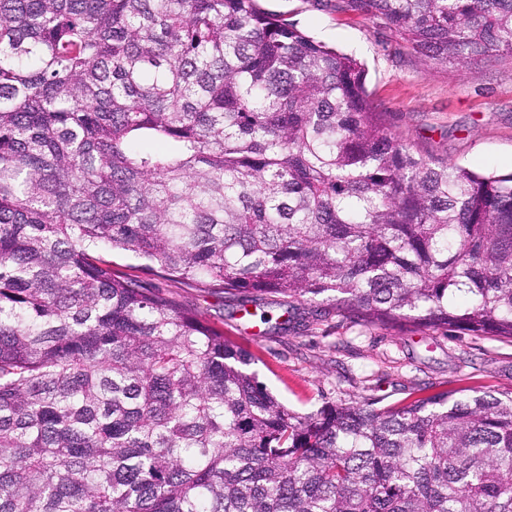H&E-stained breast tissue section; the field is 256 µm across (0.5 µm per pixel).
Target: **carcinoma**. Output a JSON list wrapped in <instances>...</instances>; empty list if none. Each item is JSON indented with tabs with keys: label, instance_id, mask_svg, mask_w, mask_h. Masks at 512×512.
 I'll return each instance as SVG.
<instances>
[{
	"label": "carcinoma",
	"instance_id": "1",
	"mask_svg": "<svg viewBox=\"0 0 512 512\" xmlns=\"http://www.w3.org/2000/svg\"><path fill=\"white\" fill-rule=\"evenodd\" d=\"M339 9L512 57V0ZM170 282L511 340L512 173L415 156L258 0H0V512H512V391L300 415Z\"/></svg>",
	"mask_w": 512,
	"mask_h": 512
}]
</instances>
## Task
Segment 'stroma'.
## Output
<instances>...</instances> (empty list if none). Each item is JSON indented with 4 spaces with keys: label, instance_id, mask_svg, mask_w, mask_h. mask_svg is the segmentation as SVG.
I'll return each mask as SVG.
<instances>
[{
    "label": "stroma",
    "instance_id": "obj_1",
    "mask_svg": "<svg viewBox=\"0 0 512 512\" xmlns=\"http://www.w3.org/2000/svg\"><path fill=\"white\" fill-rule=\"evenodd\" d=\"M315 40L363 61L366 87L388 124L416 155L475 171L512 172V57L479 63L475 75L424 62L383 25L337 9L336 0H260ZM255 357L260 381L305 415L324 403L379 399L389 404L414 389L471 386L512 389V342L399 326H367L337 315L329 302H298L286 329L241 316L237 299L203 296L173 285Z\"/></svg>",
    "mask_w": 512,
    "mask_h": 512
}]
</instances>
